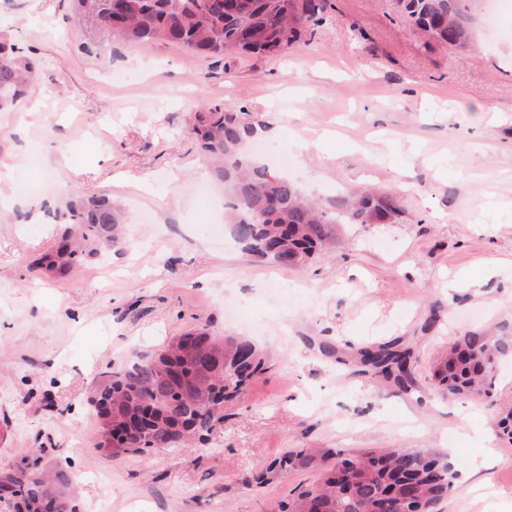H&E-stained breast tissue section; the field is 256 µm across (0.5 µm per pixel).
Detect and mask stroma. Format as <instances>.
Segmentation results:
<instances>
[{
    "label": "stroma",
    "instance_id": "1",
    "mask_svg": "<svg viewBox=\"0 0 512 512\" xmlns=\"http://www.w3.org/2000/svg\"><path fill=\"white\" fill-rule=\"evenodd\" d=\"M0 39L41 91L0 111V467L40 454L76 480L80 512H278L320 476L256 484L288 449L436 448L460 464L440 512H512V356L486 400L430 379L453 336L512 333V39L460 53L399 0H328L307 44L275 55L91 49L71 0H0ZM482 103L499 112L485 126ZM213 105L261 125L264 162L316 199L392 191L400 221L341 225L300 269L246 255L195 193L210 174L186 129ZM91 195L124 209L123 243L73 277L36 268L64 230L44 205ZM455 274L474 287L449 290ZM190 330L256 339L266 371L204 445L106 456L90 387ZM394 338L414 349L409 396L348 362Z\"/></svg>",
    "mask_w": 512,
    "mask_h": 512
}]
</instances>
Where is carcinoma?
<instances>
[{"label":"carcinoma","mask_w":512,"mask_h":512,"mask_svg":"<svg viewBox=\"0 0 512 512\" xmlns=\"http://www.w3.org/2000/svg\"><path fill=\"white\" fill-rule=\"evenodd\" d=\"M82 24L97 42L118 39L134 46L163 41L201 55L277 54L305 42L322 20L326 0H248L230 11L227 0H72ZM412 23L437 42L461 52L474 47L469 0H401ZM35 62L14 44L0 42V110L12 108L32 87ZM189 130L211 163L212 177L229 201L227 222L246 253L301 268L335 236L340 224H393L403 213L391 193L361 192L324 203L304 194L298 183L252 159L246 143L258 129L218 106L196 112ZM63 219L61 241L37 259L65 277L102 247L121 242L124 218L114 202L87 197L53 213ZM512 353L511 336L467 331L448 345L433 368L437 389L462 396L469 388L488 390L497 362ZM413 351L395 342L356 350L358 372L382 378L399 392L413 386ZM267 353L241 336L204 331L174 336L165 347L139 354L105 373L89 394L95 410L97 448L107 456L146 457L181 448L210 435L224 419V402L245 394L266 370ZM336 459L329 464L330 459ZM317 469L319 481L279 504V512H378L408 496L407 512H436L459 466L448 455L412 448H291L256 477L266 484L292 472ZM72 481L58 467L29 471L19 463L0 469V500L15 512H76Z\"/></svg>","instance_id":"obj_1"}]
</instances>
